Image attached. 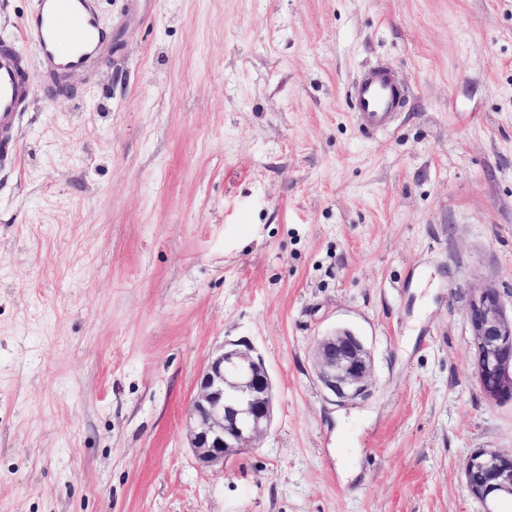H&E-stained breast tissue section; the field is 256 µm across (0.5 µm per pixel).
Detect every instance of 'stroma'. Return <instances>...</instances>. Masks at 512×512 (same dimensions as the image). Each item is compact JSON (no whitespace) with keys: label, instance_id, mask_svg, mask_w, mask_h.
Returning <instances> with one entry per match:
<instances>
[{"label":"stroma","instance_id":"35a3bbf8","mask_svg":"<svg viewBox=\"0 0 512 512\" xmlns=\"http://www.w3.org/2000/svg\"><path fill=\"white\" fill-rule=\"evenodd\" d=\"M111 60L34 69L0 166V512H512L466 488L512 453L470 371L472 290L512 306V0H96ZM37 0H0L21 40ZM405 87L365 134L348 91ZM348 328L368 397L315 365ZM250 342L275 422L220 470L185 412ZM314 355L317 376L335 401L367 396L371 356L360 336L346 329L334 330L317 340Z\"/></svg>","mask_w":512,"mask_h":512}]
</instances>
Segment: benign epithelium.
<instances>
[{
    "mask_svg": "<svg viewBox=\"0 0 512 512\" xmlns=\"http://www.w3.org/2000/svg\"><path fill=\"white\" fill-rule=\"evenodd\" d=\"M474 343L472 364L482 396L490 403L512 402V315L499 288L476 289L467 307ZM317 376L340 402L369 392L371 356L363 339L346 329L320 337L315 346ZM275 386L264 358L247 341L221 344L199 374L197 395L186 410V438L197 463L222 469L234 455L255 447L274 424ZM488 473L482 485H467L481 501L512 496V454L473 451L464 471Z\"/></svg>",
    "mask_w": 512,
    "mask_h": 512,
    "instance_id": "benign-epithelium-1",
    "label": "benign epithelium"
}]
</instances>
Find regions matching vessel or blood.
Returning a JSON list of instances; mask_svg holds the SVG:
<instances>
[{
	"instance_id": "b4317fda",
	"label": "vessel or blood",
	"mask_w": 512,
	"mask_h": 512,
	"mask_svg": "<svg viewBox=\"0 0 512 512\" xmlns=\"http://www.w3.org/2000/svg\"><path fill=\"white\" fill-rule=\"evenodd\" d=\"M95 0H39L36 11L22 29L25 42L47 60L52 88L65 87L72 71L100 63L99 49L107 38L101 28ZM31 63L14 46L0 45V161L15 157L12 126L26 108L30 93ZM354 111L365 131L387 129L400 108L404 93L392 72L376 67L352 86Z\"/></svg>"
}]
</instances>
